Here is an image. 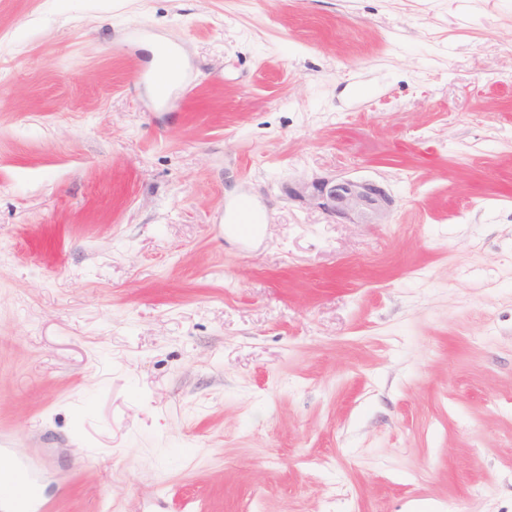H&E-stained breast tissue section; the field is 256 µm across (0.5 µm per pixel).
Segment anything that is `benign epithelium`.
Listing matches in <instances>:
<instances>
[{
	"label": "benign epithelium",
	"mask_w": 512,
	"mask_h": 512,
	"mask_svg": "<svg viewBox=\"0 0 512 512\" xmlns=\"http://www.w3.org/2000/svg\"><path fill=\"white\" fill-rule=\"evenodd\" d=\"M288 195L339 224H386L394 205L384 187L358 178L301 179L288 185Z\"/></svg>",
	"instance_id": "benign-epithelium-1"
}]
</instances>
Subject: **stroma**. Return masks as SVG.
Masks as SVG:
<instances>
[{"label": "stroma", "mask_w": 512, "mask_h": 512, "mask_svg": "<svg viewBox=\"0 0 512 512\" xmlns=\"http://www.w3.org/2000/svg\"><path fill=\"white\" fill-rule=\"evenodd\" d=\"M0 454L43 512H512V0H0ZM288 195L337 220V224L388 223L394 199L368 179L314 177L288 185Z\"/></svg>", "instance_id": "obj_1"}]
</instances>
